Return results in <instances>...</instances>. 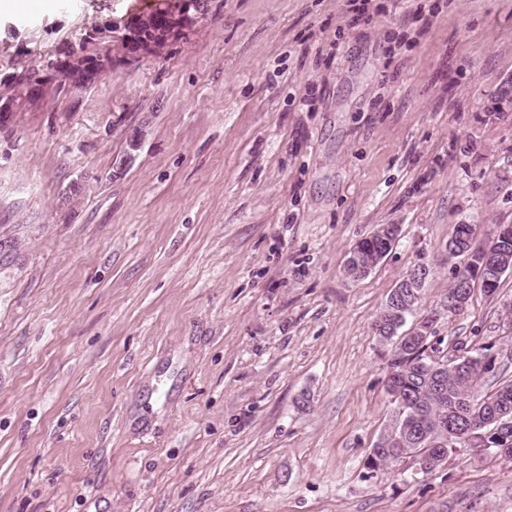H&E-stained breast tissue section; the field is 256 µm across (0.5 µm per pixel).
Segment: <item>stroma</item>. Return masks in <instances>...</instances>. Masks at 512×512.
<instances>
[{"instance_id":"stroma-1","label":"stroma","mask_w":512,"mask_h":512,"mask_svg":"<svg viewBox=\"0 0 512 512\" xmlns=\"http://www.w3.org/2000/svg\"><path fill=\"white\" fill-rule=\"evenodd\" d=\"M154 2L0 13V81L85 28L112 58L0 130V512H512V461L364 467L407 271L446 341L506 332L512 274L441 307L456 225L512 224V0H205L132 55L112 24ZM386 224H381L378 228L371 233L369 236L359 240L352 247V251H355L360 260L367 263L369 260H374L376 256H378L388 245V240L397 241V239H392L390 234L393 233L391 229H386L383 226ZM377 232H382L380 235ZM352 251H350L349 256Z\"/></svg>"}]
</instances>
